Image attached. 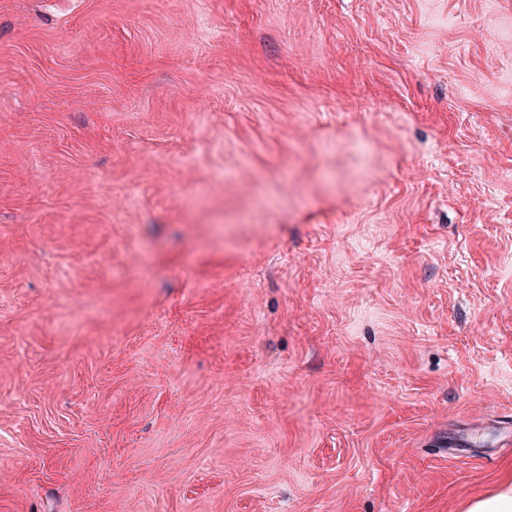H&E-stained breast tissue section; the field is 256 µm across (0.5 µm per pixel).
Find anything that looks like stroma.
Listing matches in <instances>:
<instances>
[{
  "label": "stroma",
  "instance_id": "1",
  "mask_svg": "<svg viewBox=\"0 0 512 512\" xmlns=\"http://www.w3.org/2000/svg\"><path fill=\"white\" fill-rule=\"evenodd\" d=\"M506 485L512 0H0V512Z\"/></svg>",
  "mask_w": 512,
  "mask_h": 512
}]
</instances>
